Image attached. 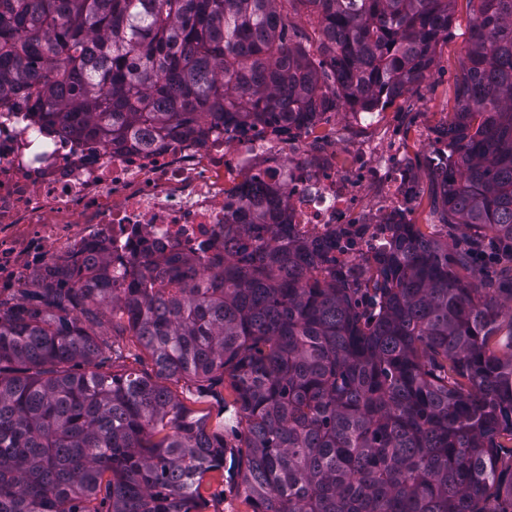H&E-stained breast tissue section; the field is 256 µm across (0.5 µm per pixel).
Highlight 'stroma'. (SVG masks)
<instances>
[{
    "label": "stroma",
    "mask_w": 512,
    "mask_h": 512,
    "mask_svg": "<svg viewBox=\"0 0 512 512\" xmlns=\"http://www.w3.org/2000/svg\"><path fill=\"white\" fill-rule=\"evenodd\" d=\"M472 6L469 0H455L453 23L447 41L436 50L435 64L427 77L411 92L389 106L379 124L369 127V135H379L385 125L402 130V149L419 185L416 202L408 219L414 224L429 223L430 199L440 186L427 163L425 147L435 129L450 123L457 110L458 85L464 73V50L470 37Z\"/></svg>",
    "instance_id": "35a3bbf8"
}]
</instances>
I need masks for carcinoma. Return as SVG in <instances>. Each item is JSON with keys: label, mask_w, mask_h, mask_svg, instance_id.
<instances>
[{"label": "carcinoma", "mask_w": 512, "mask_h": 512, "mask_svg": "<svg viewBox=\"0 0 512 512\" xmlns=\"http://www.w3.org/2000/svg\"><path fill=\"white\" fill-rule=\"evenodd\" d=\"M469 2L432 208L469 240L398 224L356 273L285 229L235 248L270 223L256 193L224 215L222 256L170 254L116 287L101 255L25 289L0 314V512H201L212 479L253 512H512V0ZM452 3L0 0V96L118 146L298 126L411 91ZM142 353L149 372L126 364ZM166 380L197 399L229 385L228 415L209 423Z\"/></svg>", "instance_id": "cac0c4a2"}]
</instances>
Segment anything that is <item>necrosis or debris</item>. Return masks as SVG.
Wrapping results in <instances>:
<instances>
[{
	"instance_id": "necrosis-or-debris-1",
	"label": "necrosis or debris",
	"mask_w": 512,
	"mask_h": 512,
	"mask_svg": "<svg viewBox=\"0 0 512 512\" xmlns=\"http://www.w3.org/2000/svg\"><path fill=\"white\" fill-rule=\"evenodd\" d=\"M334 118L205 125L143 149L42 128L14 96L1 97L0 303L101 253L120 284L148 252H219L225 213L258 186L280 193L290 236L356 266L388 247L417 187L399 127L347 155L322 132Z\"/></svg>"
}]
</instances>
